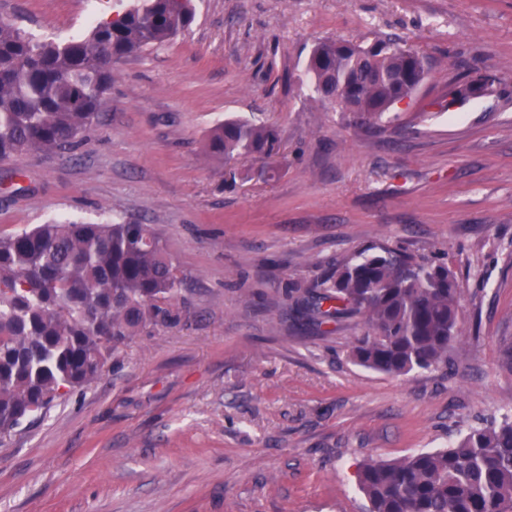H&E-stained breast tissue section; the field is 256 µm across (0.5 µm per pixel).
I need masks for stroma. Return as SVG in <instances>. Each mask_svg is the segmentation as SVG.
<instances>
[{
    "mask_svg": "<svg viewBox=\"0 0 512 512\" xmlns=\"http://www.w3.org/2000/svg\"><path fill=\"white\" fill-rule=\"evenodd\" d=\"M130 0H0L60 41ZM175 40L112 65L75 149L0 160V235L56 218L131 221L166 243L176 320L0 437V512H366L361 462L448 447L512 413V0H195ZM391 37L423 56L411 104L375 127L320 102L319 41ZM484 97L441 104L461 78ZM227 119L276 154L205 153ZM373 248L445 261L462 340L393 376L351 361L354 318L302 321L288 290Z\"/></svg>",
    "mask_w": 512,
    "mask_h": 512,
    "instance_id": "1",
    "label": "stroma"
}]
</instances>
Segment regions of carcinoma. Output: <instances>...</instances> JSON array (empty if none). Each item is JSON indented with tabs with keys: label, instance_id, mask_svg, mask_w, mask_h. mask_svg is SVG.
<instances>
[{
	"label": "carcinoma",
	"instance_id": "obj_1",
	"mask_svg": "<svg viewBox=\"0 0 512 512\" xmlns=\"http://www.w3.org/2000/svg\"><path fill=\"white\" fill-rule=\"evenodd\" d=\"M194 20L191 0H134L64 42L36 40L0 20V160L75 148L102 118L112 62L173 40ZM304 74L320 100L364 125L412 100L426 70L392 40L339 46L327 39L312 49ZM495 81L487 74L463 87L482 95ZM277 141L270 125L228 119L208 131L205 148L230 161L270 155ZM178 283L166 244L145 224L61 220L1 236L0 435L62 390L94 382L116 344L172 321L167 302ZM459 293L446 264L387 248L336 263L312 293L288 289L317 327L359 318L352 358L395 376L448 363L461 335ZM359 487L367 512H512V416L445 449L368 460Z\"/></svg>",
	"mask_w": 512,
	"mask_h": 512
}]
</instances>
